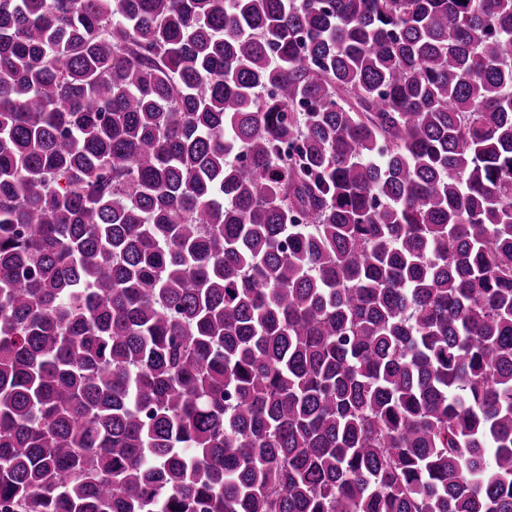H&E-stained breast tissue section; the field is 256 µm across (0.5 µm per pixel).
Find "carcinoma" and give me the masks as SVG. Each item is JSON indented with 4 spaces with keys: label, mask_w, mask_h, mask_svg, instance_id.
<instances>
[{
    "label": "carcinoma",
    "mask_w": 512,
    "mask_h": 512,
    "mask_svg": "<svg viewBox=\"0 0 512 512\" xmlns=\"http://www.w3.org/2000/svg\"><path fill=\"white\" fill-rule=\"evenodd\" d=\"M0 512H512V0H0Z\"/></svg>",
    "instance_id": "1"
}]
</instances>
